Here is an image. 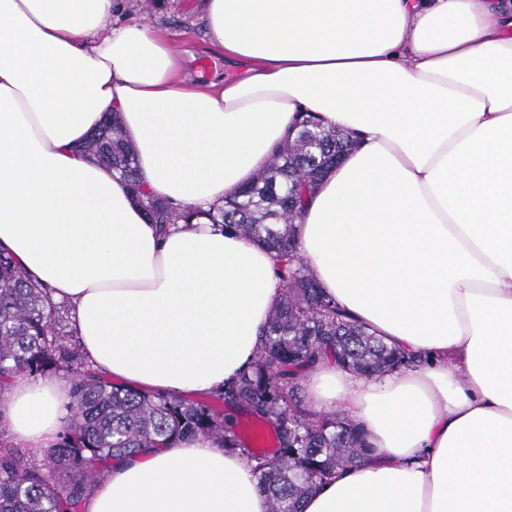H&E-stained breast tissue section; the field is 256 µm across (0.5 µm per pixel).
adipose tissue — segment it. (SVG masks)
Returning <instances> with one entry per match:
<instances>
[{"instance_id":"obj_1","label":"adipose tissue","mask_w":512,"mask_h":512,"mask_svg":"<svg viewBox=\"0 0 512 512\" xmlns=\"http://www.w3.org/2000/svg\"><path fill=\"white\" fill-rule=\"evenodd\" d=\"M121 0H0V248L66 304L113 381L206 396L253 362L281 290L231 229L159 233L80 149L118 113L145 188L208 207L249 183L304 113L358 146L318 184L297 254L412 370L319 364L368 459L302 512H512V0H207L236 75L204 84ZM0 404L51 447L71 387L15 380ZM81 512H269L246 461L200 437L114 462Z\"/></svg>"}]
</instances>
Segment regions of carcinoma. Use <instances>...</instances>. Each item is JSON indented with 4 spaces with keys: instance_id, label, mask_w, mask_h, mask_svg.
Instances as JSON below:
<instances>
[{
    "instance_id": "obj_1",
    "label": "carcinoma",
    "mask_w": 512,
    "mask_h": 512,
    "mask_svg": "<svg viewBox=\"0 0 512 512\" xmlns=\"http://www.w3.org/2000/svg\"><path fill=\"white\" fill-rule=\"evenodd\" d=\"M338 143L351 148L354 139L312 117L300 122L296 136L272 149L269 164L247 186L205 211L148 194L134 145L115 113L103 117L83 151L123 177L149 223L164 232L204 217L278 252L282 293L255 364L220 392L226 404L251 415L261 433L271 429L274 446L259 449L258 433L243 430L239 419L226 423L224 411L208 402L143 393L99 375L69 339L73 332L60 324L46 289L0 250V391L18 377L66 371L73 398L67 431L42 456L0 439V512H80L112 459L199 435L246 460L271 512H301V500L337 470L368 458L364 431L352 418L341 411L314 413L300 395L302 382L322 361L367 377L413 368V361L326 298L297 256V220L317 186L313 170ZM290 196L297 201L293 208Z\"/></svg>"
}]
</instances>
